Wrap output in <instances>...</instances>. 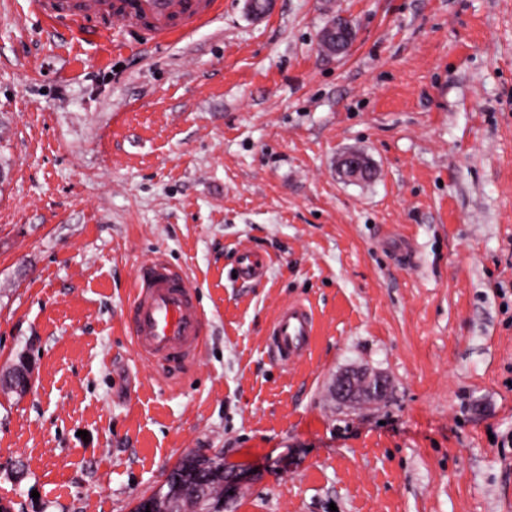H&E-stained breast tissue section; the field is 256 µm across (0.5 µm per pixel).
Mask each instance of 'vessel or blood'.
<instances>
[{"label":"vessel or blood","mask_w":512,"mask_h":512,"mask_svg":"<svg viewBox=\"0 0 512 512\" xmlns=\"http://www.w3.org/2000/svg\"><path fill=\"white\" fill-rule=\"evenodd\" d=\"M47 21L64 22L69 30L89 33L88 22L106 17L114 30L146 39L179 34L203 21L219 7V0H31ZM264 256L249 249L238 256L242 278L260 277L267 268ZM129 334L145 356L181 366L203 340V314L194 289L184 274L161 260L140 266L136 292L124 315ZM314 337L311 309L301 303L283 307L274 319L268 345L280 361L310 354Z\"/></svg>","instance_id":"1"}]
</instances>
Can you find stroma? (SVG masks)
I'll list each match as a JSON object with an SVG mask.
<instances>
[{"label": "stroma", "instance_id": "obj_1", "mask_svg": "<svg viewBox=\"0 0 512 512\" xmlns=\"http://www.w3.org/2000/svg\"><path fill=\"white\" fill-rule=\"evenodd\" d=\"M0 158L11 512H132L190 454L237 478L224 512H512V0H223L148 43L0 0ZM158 258L204 315L175 371L124 324ZM293 302L315 335L287 365ZM350 372L379 401L339 404ZM268 260L249 249L241 250L238 256L239 273L244 279H256L266 270ZM314 337L312 310L302 303L283 307L274 319L268 345L282 362L310 354Z\"/></svg>", "mask_w": 512, "mask_h": 512}]
</instances>
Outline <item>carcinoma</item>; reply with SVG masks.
Here are the masks:
<instances>
[{
  "label": "carcinoma",
  "mask_w": 512,
  "mask_h": 512,
  "mask_svg": "<svg viewBox=\"0 0 512 512\" xmlns=\"http://www.w3.org/2000/svg\"><path fill=\"white\" fill-rule=\"evenodd\" d=\"M224 461L189 455L173 469L167 491L156 497L157 512H223Z\"/></svg>",
  "instance_id": "1"
}]
</instances>
